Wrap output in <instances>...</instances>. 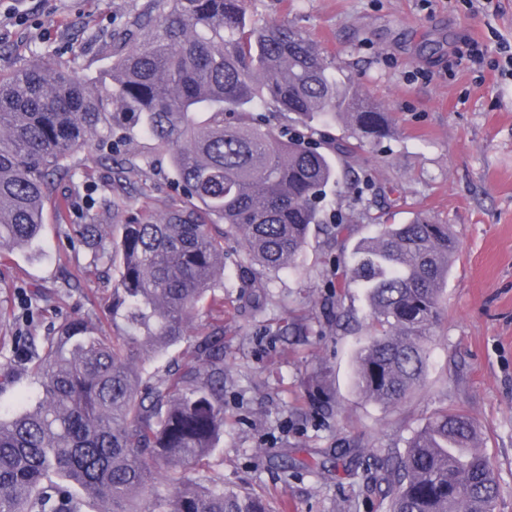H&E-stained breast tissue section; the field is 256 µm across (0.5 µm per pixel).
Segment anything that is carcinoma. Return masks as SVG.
Here are the masks:
<instances>
[{
    "mask_svg": "<svg viewBox=\"0 0 512 512\" xmlns=\"http://www.w3.org/2000/svg\"><path fill=\"white\" fill-rule=\"evenodd\" d=\"M140 38L115 53L104 77L79 79L21 64L0 77V255L39 240L55 177L76 173L84 150L120 152L138 136L165 150L183 205L120 224L72 227L88 266L117 271L107 307L111 336L69 319L32 368L35 401L0 415V512H272L269 500L224 487L203 470L224 433V330L201 327L187 361L144 374L188 334L189 319L224 270V241L258 271L291 267L311 237L332 245L367 221L350 263L333 270L335 306L364 290L368 340L356 357L367 399L397 406L424 383V342L443 310L459 252L447 224L418 213L406 224L360 210L327 223L326 189H371L362 155L391 137L389 113L336 81L331 64L292 26L246 20V0H150ZM288 118L282 138L255 112ZM343 122L331 138L315 121ZM320 139H314V135ZM342 167H337V162ZM371 478L389 512H493L499 483L473 417L443 408L407 441L380 449Z\"/></svg>",
    "mask_w": 512,
    "mask_h": 512,
    "instance_id": "obj_1",
    "label": "carcinoma"
}]
</instances>
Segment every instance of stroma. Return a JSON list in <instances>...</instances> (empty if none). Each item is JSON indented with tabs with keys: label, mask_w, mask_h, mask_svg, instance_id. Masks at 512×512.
<instances>
[{
	"label": "stroma",
	"mask_w": 512,
	"mask_h": 512,
	"mask_svg": "<svg viewBox=\"0 0 512 512\" xmlns=\"http://www.w3.org/2000/svg\"><path fill=\"white\" fill-rule=\"evenodd\" d=\"M149 0H0V74L18 61L91 78L109 71L111 35ZM255 24L302 30L339 82L391 112L395 134L368 153L392 223L424 212L460 242L444 289V315L427 345L426 384L398 407L367 401L355 355L368 313L353 288L332 308L322 239L294 268L265 274L267 297L252 309L240 280L245 242L224 244L223 283L199 304L194 326L224 327V434L208 460L225 487L266 496L274 512H387L367 478L376 449L404 451L437 410H467L498 477L495 512H512V69L496 53L512 46V0H247ZM140 169L126 157L82 152L75 178H60L63 213L44 212L41 241L0 258V352L17 336L30 352L63 320L102 317L114 271L87 263L74 224L105 232L142 213L164 214L182 198L167 156L138 137ZM51 309L29 315L32 292ZM362 462H355V455Z\"/></svg>",
	"instance_id": "obj_1"
}]
</instances>
